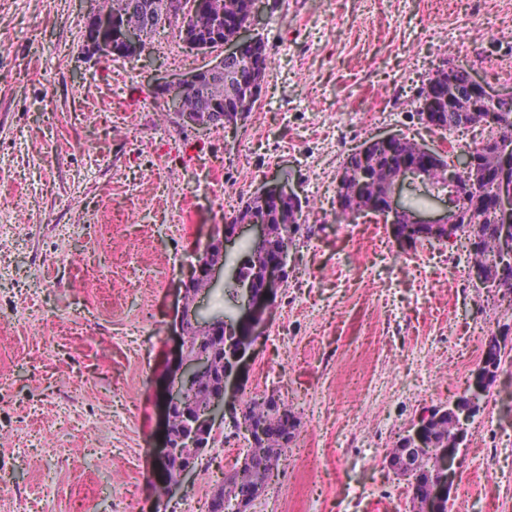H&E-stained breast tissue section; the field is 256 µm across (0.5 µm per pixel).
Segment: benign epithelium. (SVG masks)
Here are the masks:
<instances>
[{"label":"benign epithelium","mask_w":512,"mask_h":512,"mask_svg":"<svg viewBox=\"0 0 512 512\" xmlns=\"http://www.w3.org/2000/svg\"><path fill=\"white\" fill-rule=\"evenodd\" d=\"M258 3L259 0H249L248 21L238 27L230 26V20L224 17V13H219V19L223 20L224 26L215 31L214 41L207 45L209 50L216 47L222 50L213 61L200 69L174 79H165L156 85L161 100L166 103L170 101L166 90L173 83L181 81L188 85H198L204 76L211 82L230 75L240 83L243 105L224 109L212 107L193 114L174 112L172 116L176 123L194 127L232 126L258 100L266 78L261 62L252 54ZM129 11L140 13L141 26L147 29L156 23V16L146 0H130ZM94 21L96 27L107 33V36H85V54L90 57L110 58L112 53L121 50L132 55L135 60L147 59L144 32L128 26L124 16L115 14L101 19L96 17ZM425 96L426 100L422 101L423 121L434 128L447 126L452 113L460 111V105L467 100L472 103L487 102L497 107L504 103L512 104L511 93L494 94L471 74L464 81L451 77L428 82L425 85ZM403 142V137L392 134L367 140L358 150L356 160L346 162L337 177L340 182L353 176L358 172L357 161L364 160L377 147L384 150L387 166L395 170L396 178L369 201L366 211L383 223L391 225L398 241H407L413 232L420 237L430 236L436 240L439 233L448 230L451 225L467 223L470 214L462 208V202L482 186L494 188L493 192L483 195L480 200L479 211L483 214V220L489 224L503 225L504 240H512L509 236L512 232V186L509 185V180L512 179L511 155L503 154L499 162L485 166L474 151L455 154L421 145L409 153L401 150ZM442 159L446 161L448 177L446 192L430 189L428 181L430 173L440 170ZM409 180L418 181L429 190V197L442 206L440 214L425 219L403 202L402 188ZM259 196L266 206L278 205L287 198L298 199L292 191L266 184L262 186ZM248 226L257 229L255 243L264 256L260 277L245 272L241 262L231 258L228 252V244L234 242L242 229ZM274 228L275 225L263 224L251 216L232 219L227 224L217 226L209 243L196 253L195 262L191 264L192 275L185 285L184 294L193 292V286L199 279L206 280L212 290L223 279L234 288L236 295L245 299L248 324L252 331L263 327L264 312L276 300L269 291L268 284H283L288 280V266L296 246V238L288 234L282 243L273 242ZM237 325L238 321H230L222 315H201L200 308L194 302L182 304L177 326L182 338L185 366L175 373L170 382L166 400L165 451L162 458L166 472L174 473V477L167 481L169 498L200 475L199 468L191 464L182 465L178 458L200 459L212 447L217 431L224 424L226 393L235 384L238 362L255 341V338L247 339L237 332ZM216 337L224 338L228 360L224 363L219 386L211 389L208 401L198 409L187 399V391L202 375L211 370V358L203 345ZM491 384L489 373L482 368L475 374L465 395L472 403L477 404L486 398ZM176 412L181 414L183 420L182 427L177 431L171 427V416ZM434 420L435 410L425 411L409 430V447L397 448L396 453L388 457V464L399 474L411 478L412 495L425 498L430 512H446L450 506L455 467L461 458V449L451 446L442 448L437 458L430 461L423 456L421 446L429 435Z\"/></svg>","instance_id":"benign-epithelium-1"}]
</instances>
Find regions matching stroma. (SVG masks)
Segmentation results:
<instances>
[{
  "mask_svg": "<svg viewBox=\"0 0 512 512\" xmlns=\"http://www.w3.org/2000/svg\"><path fill=\"white\" fill-rule=\"evenodd\" d=\"M85 0H0V512H196L249 446L225 422L195 483L159 491L181 364L188 264L263 183L314 198L294 269L229 400L272 394L300 420L253 512H410L386 465L427 409L507 350L468 425L453 508L512 512V304L468 276L466 241L400 248L372 216L336 228V173L394 132L457 153L416 115L444 59L512 93V0H262L271 64L235 129L144 111L158 78L205 66L176 27L151 66L86 59ZM225 205H218V198ZM112 233L101 236V221Z\"/></svg>",
  "mask_w": 512,
  "mask_h": 512,
  "instance_id": "stroma-1",
  "label": "stroma"
}]
</instances>
